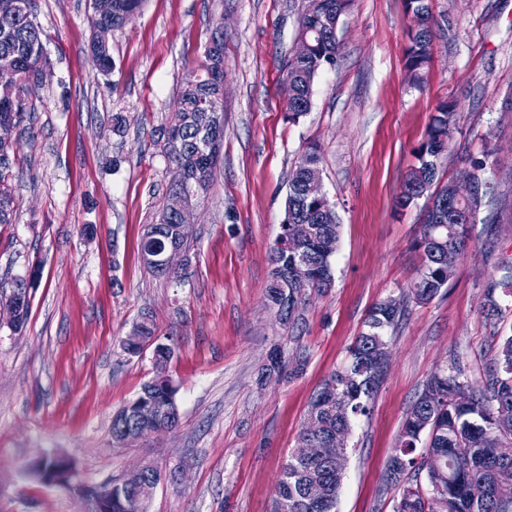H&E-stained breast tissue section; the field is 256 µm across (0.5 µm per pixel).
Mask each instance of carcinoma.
Masks as SVG:
<instances>
[{
	"instance_id": "cac0c4a2",
	"label": "carcinoma",
	"mask_w": 512,
	"mask_h": 512,
	"mask_svg": "<svg viewBox=\"0 0 512 512\" xmlns=\"http://www.w3.org/2000/svg\"><path fill=\"white\" fill-rule=\"evenodd\" d=\"M145 0H107V8L93 13L92 27H122L139 11ZM351 0H309L299 21L297 38L310 44L304 58L288 57L282 66L293 96L288 100V118L296 121L311 107V90L315 78L326 68L336 65L340 51L337 36L341 16ZM409 18L405 68L412 79H420L421 71L432 58V16L428 0H406ZM42 28L33 13V0H0V67L11 65L18 80L5 91L0 88V121L12 119L14 128L31 121L34 107L26 102L24 91L32 75L49 65V55L42 39ZM90 51L97 69L112 70V46L91 38ZM201 69L181 87L177 106L167 132L164 154L168 162L181 170V180L167 187L165 199L155 223L145 229L141 239V255L147 269L166 280L181 281L183 273L166 272L154 266L149 256L170 245L186 246L181 238V216L168 202L177 197L185 209L192 199L210 189L224 141V30L212 33ZM214 73V79L205 74ZM459 123L456 104L442 102L431 116L425 140L417 148L418 164L406 175L398 205H417L425 200L423 224L414 248L420 251L421 265L410 282L406 296L418 304L434 300L447 287L455 270L435 262L433 251L447 248L463 253L471 240V229L479 223V211L485 197L498 193V182L485 176L487 161L470 160L471 179L481 192L467 201L448 199L449 185L441 182V155L448 151ZM20 150L19 139L8 131L0 138V224H10L14 215L13 165ZM320 154L316 145L307 147L294 166L285 198V219L311 226V237L299 252L288 249L286 225H280L270 256V280L267 299L280 320L295 323L300 319L304 297L284 291V285L305 278L311 289L327 293L335 282L333 256L322 253L318 241L327 235L340 236V224L330 201L315 200L305 193L303 175L318 168ZM434 185L439 200L446 201L448 211L439 219L430 210ZM25 280H16L11 296L17 303V315L11 325L20 331L29 313L28 288ZM404 300L389 298L377 304L366 319V331L357 336L350 349L348 363L332 373L311 397L306 416L316 419L315 435L307 437V429L299 435V445L326 447V442L343 433L350 435L355 423L370 412V401L382 383L385 370L374 360L373 350L389 347L386 333L404 316ZM153 346L155 372L163 374L172 358L169 345L158 341L153 326L137 324L122 340L130 355ZM139 397L155 400L160 407L157 420L143 424L136 419V402L123 406L112 419V437L154 427L171 431L179 425L176 390L167 378L147 381ZM425 443L420 459L414 452ZM398 450L389 459L383 475L385 486H396L399 496L394 512H512V485L501 486L494 480L495 468L512 466V336L500 342L493 368L476 380L456 363L452 370L434 372L410 407L400 433ZM345 469L334 463L309 462L289 455L283 466L280 484L285 496L274 504L273 512H336ZM314 475L328 484L329 497L318 506L306 500L304 487ZM485 485L486 495L472 502L466 490L470 483ZM112 512H139L132 497L117 487L112 491Z\"/></svg>"
}]
</instances>
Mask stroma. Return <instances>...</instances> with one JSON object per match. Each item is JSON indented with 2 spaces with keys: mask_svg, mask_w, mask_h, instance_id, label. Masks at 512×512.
I'll return each instance as SVG.
<instances>
[{
  "mask_svg": "<svg viewBox=\"0 0 512 512\" xmlns=\"http://www.w3.org/2000/svg\"><path fill=\"white\" fill-rule=\"evenodd\" d=\"M307 4L146 0L113 31L103 73L89 50L92 0H35L50 64L27 93L34 135L20 140L15 221L0 224V277L34 280L23 330L0 325V512H89L76 492L29 476L55 455L89 485L156 467L150 512H272L312 394L420 263L421 209L396 210L395 199L443 101L460 121L440 175L465 184L470 159H487L499 190L480 214L494 223L475 225L448 288L406 302L389 331L391 361L353 429L337 512H393L398 491L382 476L431 374L456 362L486 374L512 334V296L499 290L512 271V0H429L433 57L417 84L405 68L404 0H352L338 62L292 123L281 68ZM218 26L224 148L212 187L192 202L186 278L175 284L145 270L139 242L174 177L161 130ZM311 144L340 241L333 288L308 293L291 326L266 299L269 254L289 173ZM85 224L93 236L81 235ZM145 317L174 350L180 425L122 447L112 416L154 369L152 347L131 356L120 342ZM276 348L287 366L304 360L302 373L263 379Z\"/></svg>",
  "mask_w": 512,
  "mask_h": 512,
  "instance_id": "obj_1",
  "label": "stroma"
}]
</instances>
